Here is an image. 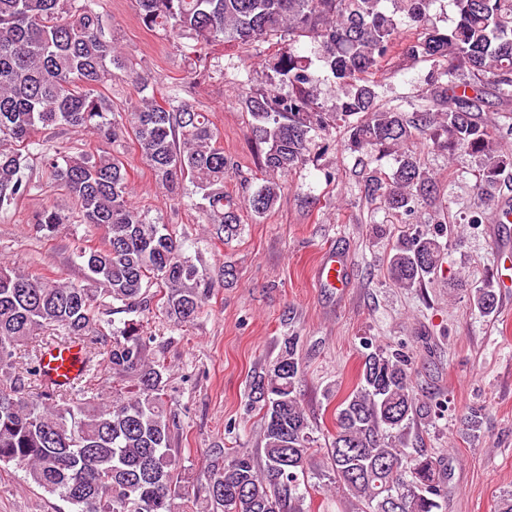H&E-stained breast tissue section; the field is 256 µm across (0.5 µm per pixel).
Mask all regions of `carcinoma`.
<instances>
[{
	"instance_id": "obj_1",
	"label": "carcinoma",
	"mask_w": 512,
	"mask_h": 512,
	"mask_svg": "<svg viewBox=\"0 0 512 512\" xmlns=\"http://www.w3.org/2000/svg\"><path fill=\"white\" fill-rule=\"evenodd\" d=\"M98 2L0 0V208L39 189L23 176L37 131L86 130L96 135L95 152L62 144L44 155V168L74 200L81 221L102 230L99 245H75L83 284L0 265V465L23 466L31 482L73 512H173L178 474L167 367L153 356L155 337L143 316L154 302L175 324L193 321L213 280L183 256L168 225L148 221L131 203L125 144L133 143L170 194L187 179L196 185L205 223L227 239L238 233L242 206L259 217L273 209L283 190L278 176L305 165L309 144L338 117L348 122L349 149L396 155L390 175L363 179L365 196L392 215L439 201L437 182L410 150L417 140L478 157L479 185L490 189L512 174V156L498 146L512 135V0H452L456 18L447 30L429 23L431 0H394L390 12L384 0H135L143 26L171 37L188 64L216 45L280 39L272 71L288 93L245 99L268 177L241 202L224 192L230 163L207 113L173 96L160 104L143 95L149 83L140 74L132 79L142 94L137 104L114 107L105 89L130 64L106 33ZM405 18L419 28L412 40L400 39ZM302 40L310 53L297 47ZM396 50L431 69L419 99L384 107L374 74ZM317 61L343 90L328 113L311 72ZM490 86L505 103L494 121L483 117ZM65 223L49 206L34 216L37 230L49 234ZM447 232L440 226L396 246L392 281L414 288L435 274L438 238ZM473 304L495 313V289L475 292ZM113 311L128 315L123 326L110 319ZM40 335L48 347L89 335L107 343L109 385L98 382L89 357L79 387L43 382L38 355L18 370L16 350ZM300 376L290 337L251 377L247 400L264 420V467L234 449L215 459L206 486L214 509L302 512L300 474L317 440L297 397ZM36 381L42 390L33 398L28 388ZM419 414L410 357L380 347L366 353L357 385L336 407L320 478L360 512H441L447 492L440 462L405 448Z\"/></svg>"
}]
</instances>
